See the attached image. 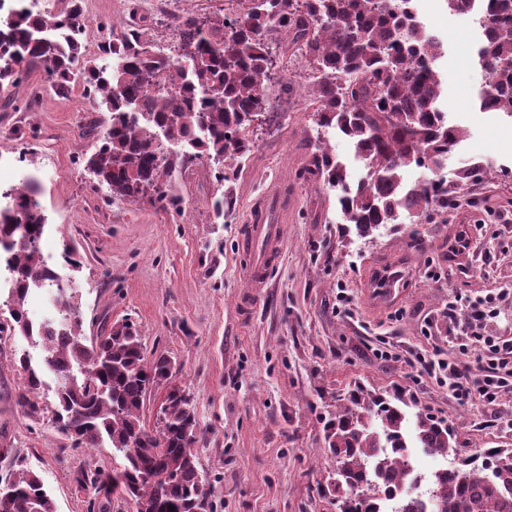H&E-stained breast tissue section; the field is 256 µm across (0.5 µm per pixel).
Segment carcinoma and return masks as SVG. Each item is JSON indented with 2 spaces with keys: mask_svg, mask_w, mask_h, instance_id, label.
I'll return each mask as SVG.
<instances>
[{
  "mask_svg": "<svg viewBox=\"0 0 512 512\" xmlns=\"http://www.w3.org/2000/svg\"><path fill=\"white\" fill-rule=\"evenodd\" d=\"M232 15L212 22L185 9L173 14L177 45L157 48L149 24L127 26L98 44V65L82 51L71 20L85 0H66L59 12L33 13L0 0V109L14 100L3 93L19 87L34 69L47 76L44 90L67 98L76 88L109 112L106 128L96 122L86 135L98 142L82 158L92 180L112 194L158 208L180 205L169 177L178 167L204 157L224 164L228 182L250 157L253 120L266 111L275 56L299 59L313 79L314 123L337 130L350 142L365 173L351 180L347 165L322 139L311 174L336 190L346 230L372 240L407 219L421 224L430 211L448 209L455 186L487 179L492 167H461L456 185L436 178L408 182L412 167L439 168L448 149L467 131L448 122L441 104L437 61L443 44L409 9L410 0H233ZM452 12L478 14L483 34L477 51L486 80L484 110L512 119V0H446ZM194 59L186 68L183 61ZM27 193L4 192L0 205V248L13 287L9 318L0 334L18 333L39 346L41 362L22 354V385L16 404L29 417L50 414L76 448H112L122 462L110 471L82 470L77 484L88 492L89 508L107 512L112 495L151 512H194L208 498L198 468L199 423L186 389L175 383V360L148 358L143 336L129 318L103 319L97 336H84L80 299L70 288L56 289L55 318L35 324L25 308L29 289L58 284L40 241L47 218L35 181ZM56 375L55 400L40 401L43 370ZM165 390L156 426L144 421L153 391ZM324 426L325 452L333 469L318 486L337 512H418L409 448L431 455L456 453L457 432L422 412L409 418L399 392L381 393L356 382ZM429 512H512V449L486 448L451 470L428 478ZM0 512H55L41 477L24 461L0 479Z\"/></svg>",
  "mask_w": 512,
  "mask_h": 512,
  "instance_id": "carcinoma-1",
  "label": "carcinoma"
}]
</instances>
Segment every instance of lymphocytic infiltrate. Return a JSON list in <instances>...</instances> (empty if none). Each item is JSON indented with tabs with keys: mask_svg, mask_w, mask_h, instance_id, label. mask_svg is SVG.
I'll return each instance as SVG.
<instances>
[{
	"mask_svg": "<svg viewBox=\"0 0 512 512\" xmlns=\"http://www.w3.org/2000/svg\"><path fill=\"white\" fill-rule=\"evenodd\" d=\"M504 299L501 293L450 298L447 316L463 338L458 355L448 360L418 359L422 370L447 386L460 402L494 406L512 389V337L493 336L486 330L489 319L499 315Z\"/></svg>",
	"mask_w": 512,
	"mask_h": 512,
	"instance_id": "lymphocytic-infiltrate-1",
	"label": "lymphocytic infiltrate"
}]
</instances>
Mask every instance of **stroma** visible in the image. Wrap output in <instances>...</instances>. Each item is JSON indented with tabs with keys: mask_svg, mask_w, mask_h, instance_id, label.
Returning <instances> with one entry per match:
<instances>
[{
	"mask_svg": "<svg viewBox=\"0 0 512 512\" xmlns=\"http://www.w3.org/2000/svg\"><path fill=\"white\" fill-rule=\"evenodd\" d=\"M94 39L121 32L137 16L153 17L155 44L176 41L170 14L181 9L208 18L227 13L228 0H85ZM427 29L447 45L440 62L443 98L469 137L443 171L454 182L470 161L494 164L498 175L463 187L453 208L428 224L384 230L372 243L344 233L334 192L306 169L315 149L312 83L301 63H278L271 82L270 121L253 133L255 148L232 185L204 163L173 172L181 211L148 200L129 202L91 183L81 157L95 149L87 121L106 123L105 107L82 92L46 93L44 72L29 73L14 93L15 108L0 112V179H35L47 216L44 257L55 261L63 243L83 256L80 270L59 273L81 295L86 336L101 319L132 318L147 356L175 359V381L186 388L200 424L199 470L215 512H336L317 487L329 468L322 453L324 416L336 396L361 382L396 390L417 409L447 421L459 434L449 464L483 448H512V393L497 406L462 404L414 365L415 356L451 357L457 330L444 310L451 296L512 289V124L481 111L484 84L473 57L476 25L445 0H418ZM278 191L288 211L279 218L282 242L266 288L251 294L242 257L245 225L264 196ZM229 194L223 223L212 202ZM469 239L459 266L448 254ZM397 267L404 274L401 303L371 307L363 293L369 271ZM345 292L350 313L336 309ZM39 363L29 339L0 336V476L22 459L41 477L56 512H89L78 471L112 469L111 449L75 448L49 419L23 414L15 399L22 384L17 358Z\"/></svg>",
	"mask_w": 512,
	"mask_h": 512,
	"instance_id": "stroma-1",
	"label": "stroma"
}]
</instances>
